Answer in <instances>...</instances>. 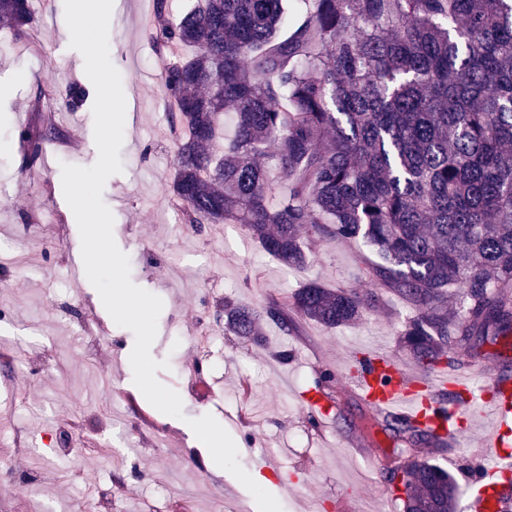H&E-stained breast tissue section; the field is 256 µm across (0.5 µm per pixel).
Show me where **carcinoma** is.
<instances>
[{
	"mask_svg": "<svg viewBox=\"0 0 512 512\" xmlns=\"http://www.w3.org/2000/svg\"><path fill=\"white\" fill-rule=\"evenodd\" d=\"M198 0L177 17L154 0L168 56L169 121L181 131L169 194L187 224H241L301 268L318 241L362 238L365 273L414 310L402 344L424 372L455 369L512 333V0ZM29 0H0V26L30 35ZM68 106L86 89L74 83ZM234 137L221 144L223 115ZM62 136L21 132L25 167ZM379 297L308 282L263 310L224 302V325L260 342L302 318L359 321ZM414 444L395 458L404 512H456L453 475L415 448L447 441L390 412Z\"/></svg>",
	"mask_w": 512,
	"mask_h": 512,
	"instance_id": "1",
	"label": "carcinoma"
}]
</instances>
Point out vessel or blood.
<instances>
[{
	"label": "vessel or blood",
	"instance_id": "b4317fda",
	"mask_svg": "<svg viewBox=\"0 0 512 512\" xmlns=\"http://www.w3.org/2000/svg\"><path fill=\"white\" fill-rule=\"evenodd\" d=\"M352 382L361 398L377 411L389 408L406 415H414L432 426L442 437L454 438L461 410L456 401H434L430 389L449 384L447 376L433 374L423 380L409 377L402 364L391 354H376L365 370L352 373ZM490 413L495 423L485 433L487 446L506 449L512 447V395L504 394L492 403ZM477 512H504L502 485L494 473H478Z\"/></svg>",
	"mask_w": 512,
	"mask_h": 512
}]
</instances>
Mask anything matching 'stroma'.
<instances>
[{
  "label": "stroma",
  "instance_id": "stroma-1",
  "mask_svg": "<svg viewBox=\"0 0 512 512\" xmlns=\"http://www.w3.org/2000/svg\"><path fill=\"white\" fill-rule=\"evenodd\" d=\"M32 43L0 27V343L32 345L35 369L0 377V512H258L250 492L229 472H215L188 419L212 415L231 435L241 466L261 470L272 453L265 486L283 512H403L392 496L390 462L402 443L347 378L324 380L326 369L372 350L402 357L400 333L411 310L383 299L365 320L333 330L300 321L286 335L262 325L254 345L224 329V304L264 308L317 280L331 288L369 292L363 275L370 251L361 240L321 242L307 266L283 267L238 224H186L169 185L176 136L169 130L162 82L164 60L149 37L141 0H114L109 47L126 98L122 173L103 200L113 235L128 255L131 278L159 296L163 309L151 347L170 367L158 380L175 390L183 418L163 414L133 383V333L115 324L87 277L70 273L68 252L80 250L75 217L62 190L61 166H89L98 152L92 101L65 105L70 84L87 83L82 55L61 30L64 0H31ZM51 99L36 103L38 85ZM52 113L63 135L55 152L22 168L18 137L39 112ZM101 340L88 348L78 322ZM200 373L184 376L188 364ZM477 391L512 377V337L485 345L462 366ZM323 387L330 414L318 420L301 404ZM486 418L463 423L456 440L431 457L459 486V512H475L471 476L491 466L482 442ZM78 444L56 458L48 438ZM133 452H126L125 440ZM27 449V474L6 478Z\"/></svg>",
  "mask_w": 512,
  "mask_h": 512
}]
</instances>
